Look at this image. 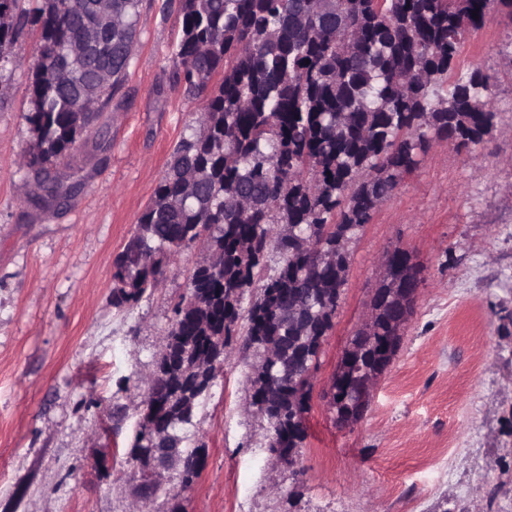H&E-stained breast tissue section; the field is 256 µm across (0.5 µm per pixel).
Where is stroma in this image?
<instances>
[{
  "instance_id": "obj_1",
  "label": "stroma",
  "mask_w": 512,
  "mask_h": 512,
  "mask_svg": "<svg viewBox=\"0 0 512 512\" xmlns=\"http://www.w3.org/2000/svg\"><path fill=\"white\" fill-rule=\"evenodd\" d=\"M180 30L173 0H142L125 81L56 166L78 183L59 206L34 205L20 164L37 27L0 58V512L136 505L126 450L172 306L207 255L194 244L137 305L113 307L114 259L200 106L173 82ZM458 61L492 77L494 137L473 155L435 142L349 243L295 469L247 410L259 356L234 341L189 432L199 478L185 489L162 473L187 512H512V20L495 16ZM397 246L424 282L367 412L343 428L325 394Z\"/></svg>"
}]
</instances>
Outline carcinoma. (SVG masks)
I'll return each mask as SVG.
<instances>
[{"label":"carcinoma","instance_id":"cac0c4a2","mask_svg":"<svg viewBox=\"0 0 512 512\" xmlns=\"http://www.w3.org/2000/svg\"><path fill=\"white\" fill-rule=\"evenodd\" d=\"M18 0H0V56L19 35ZM98 0H34L40 44L30 65L32 141L23 157L48 182L43 202L68 192L70 177L51 174L98 118L83 99L110 98L130 64L140 0H112L121 25L102 32L81 56ZM477 17H472V13ZM512 0H179L180 39L173 81L203 98L192 132L174 150L151 204L115 257L112 305L139 303L163 267L204 239L219 257L194 266L189 294L173 306L157 385L143 401L151 437L181 448L203 396L208 364L224 360L232 338L263 359L250 384L251 406L269 424V444L302 426L311 401L310 372L333 328L349 265V241L369 223L436 140L471 150L495 131L492 77L458 66L468 36ZM274 249L282 264L262 276ZM391 276L423 283L422 267L401 247ZM259 299L240 316L246 292ZM356 333L359 359L378 362L389 335L387 307ZM139 428L128 456L147 447Z\"/></svg>","mask_w":512,"mask_h":512}]
</instances>
